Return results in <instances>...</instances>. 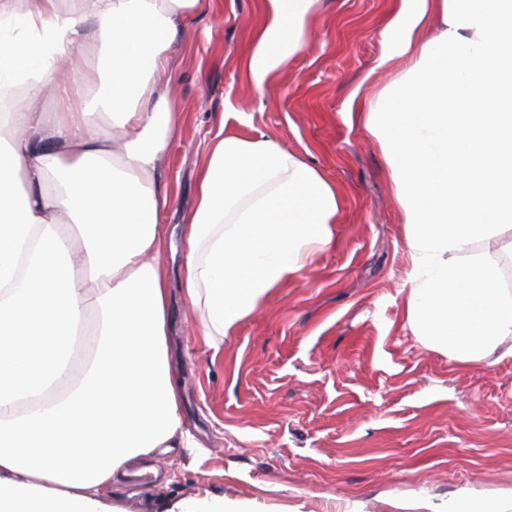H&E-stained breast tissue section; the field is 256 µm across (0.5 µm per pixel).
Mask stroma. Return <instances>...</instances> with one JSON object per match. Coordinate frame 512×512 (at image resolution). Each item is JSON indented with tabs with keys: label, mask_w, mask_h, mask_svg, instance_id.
<instances>
[{
	"label": "stroma",
	"mask_w": 512,
	"mask_h": 512,
	"mask_svg": "<svg viewBox=\"0 0 512 512\" xmlns=\"http://www.w3.org/2000/svg\"><path fill=\"white\" fill-rule=\"evenodd\" d=\"M393 0H325L313 46L256 93L240 61L260 0H210L179 40L174 94L187 118L159 171L174 203L167 343L184 416L200 445L154 458L139 501L188 495L246 502L251 512H394V500L512 490V357L459 365L404 326L408 260L399 207L377 143L341 112L357 86L377 93L379 32ZM255 131L321 168L342 197L336 245L279 289L213 354L183 297L186 214L224 102Z\"/></svg>",
	"instance_id": "obj_1"
}]
</instances>
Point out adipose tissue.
<instances>
[{
  "mask_svg": "<svg viewBox=\"0 0 512 512\" xmlns=\"http://www.w3.org/2000/svg\"><path fill=\"white\" fill-rule=\"evenodd\" d=\"M323 0H262L257 93ZM201 0H0V512H126L128 462L194 448L167 346L158 169L184 110L167 72ZM342 112L378 143L404 224L406 327L450 362L512 356V0H394ZM55 101L56 114L42 100ZM186 218L184 294L213 352L336 243L335 183L224 104Z\"/></svg>",
  "mask_w": 512,
  "mask_h": 512,
  "instance_id": "adipose-tissue-1",
  "label": "adipose tissue"
}]
</instances>
